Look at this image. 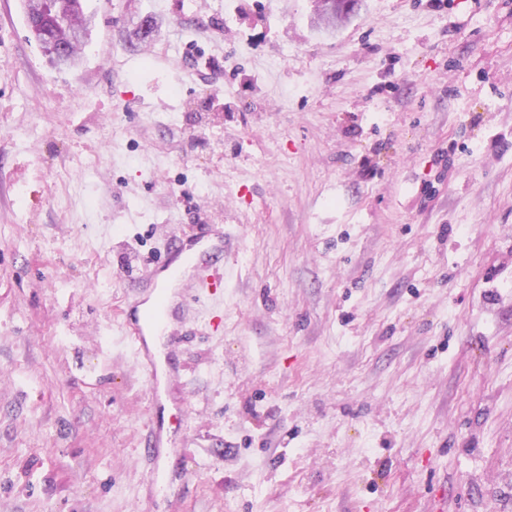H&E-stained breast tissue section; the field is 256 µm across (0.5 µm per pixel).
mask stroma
Instances as JSON below:
<instances>
[{
  "instance_id": "obj_1",
  "label": "stroma",
  "mask_w": 512,
  "mask_h": 512,
  "mask_svg": "<svg viewBox=\"0 0 512 512\" xmlns=\"http://www.w3.org/2000/svg\"><path fill=\"white\" fill-rule=\"evenodd\" d=\"M82 6L0 0V512H512V0ZM202 224L168 506L122 317ZM359 0H318L319 4L315 9L317 23L328 26H338L347 22L350 18L349 12L353 9L355 2ZM58 22L63 29L64 38L74 46L81 45L86 40L89 34L90 20L86 16H79L71 21L63 20L61 15H58ZM37 29L42 36L46 49L61 50L63 53L75 54L76 48L71 44L59 39L49 19H42L37 25ZM34 25L31 27V32L34 37L39 41V32Z\"/></svg>"
}]
</instances>
